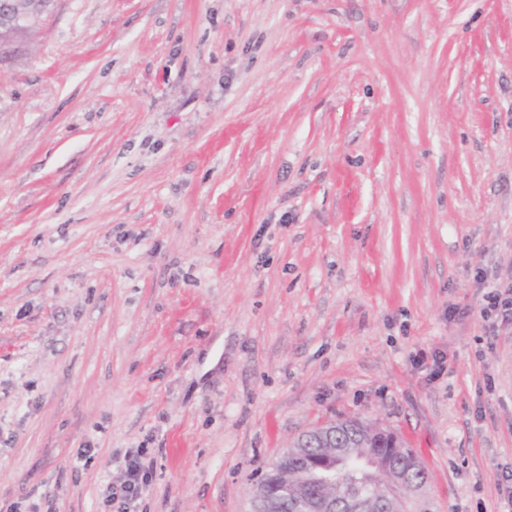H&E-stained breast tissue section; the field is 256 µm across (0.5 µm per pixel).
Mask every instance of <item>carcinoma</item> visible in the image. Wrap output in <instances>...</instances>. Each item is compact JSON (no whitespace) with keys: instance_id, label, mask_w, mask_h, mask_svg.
Returning a JSON list of instances; mask_svg holds the SVG:
<instances>
[{"instance_id":"cac0c4a2","label":"carcinoma","mask_w":512,"mask_h":512,"mask_svg":"<svg viewBox=\"0 0 512 512\" xmlns=\"http://www.w3.org/2000/svg\"><path fill=\"white\" fill-rule=\"evenodd\" d=\"M336 444L314 436L318 428L300 435L278 461L257 469V482L269 489L287 485L283 495L269 504V512H319L327 499L350 512V499L363 498V512H382L395 500L408 499V487L397 484L382 469L390 467L411 471L417 482L427 481V474L415 454L393 432L355 418L336 420Z\"/></svg>"}]
</instances>
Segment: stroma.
<instances>
[{
	"label": "stroma",
	"instance_id": "obj_1",
	"mask_svg": "<svg viewBox=\"0 0 512 512\" xmlns=\"http://www.w3.org/2000/svg\"><path fill=\"white\" fill-rule=\"evenodd\" d=\"M512 0H57L0 60V512H250L354 416L507 512ZM476 276L486 290L479 306V315L488 323L489 333L495 336L501 326H512V284L487 281L481 271ZM138 455L125 462V479L119 485L111 487L110 502L118 505L117 512H134L137 501L148 485L146 473H143Z\"/></svg>",
	"mask_w": 512,
	"mask_h": 512
}]
</instances>
